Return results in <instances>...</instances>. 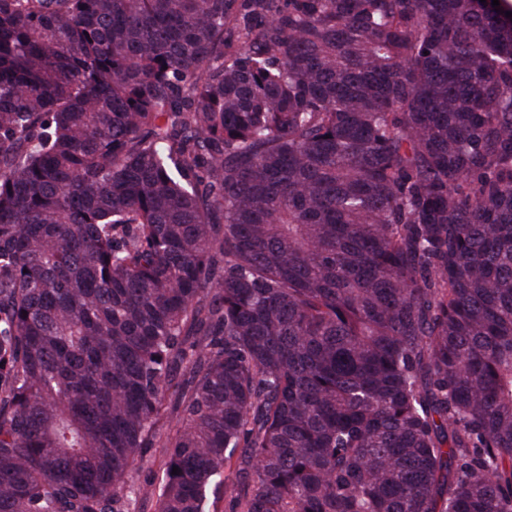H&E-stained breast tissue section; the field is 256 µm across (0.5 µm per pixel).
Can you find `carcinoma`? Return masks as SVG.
Masks as SVG:
<instances>
[{
  "label": "carcinoma",
  "mask_w": 512,
  "mask_h": 512,
  "mask_svg": "<svg viewBox=\"0 0 512 512\" xmlns=\"http://www.w3.org/2000/svg\"><path fill=\"white\" fill-rule=\"evenodd\" d=\"M216 486L512 512L492 0H0V512Z\"/></svg>",
  "instance_id": "cac0c4a2"
}]
</instances>
